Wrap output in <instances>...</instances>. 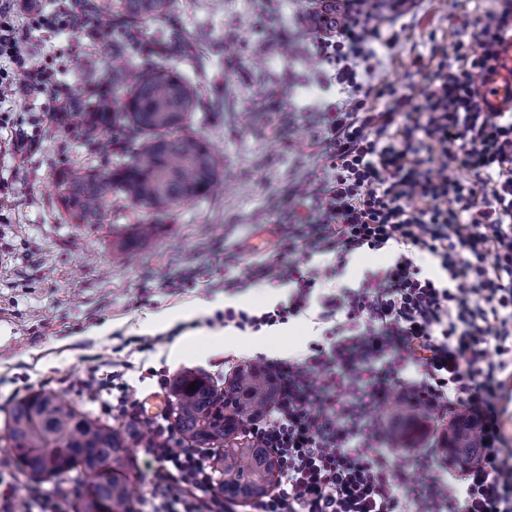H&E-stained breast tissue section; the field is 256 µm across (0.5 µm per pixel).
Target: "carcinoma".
Instances as JSON below:
<instances>
[{"mask_svg": "<svg viewBox=\"0 0 512 512\" xmlns=\"http://www.w3.org/2000/svg\"><path fill=\"white\" fill-rule=\"evenodd\" d=\"M176 0H78L86 18L106 16L112 24L91 31L112 53H126L142 27L169 16ZM200 111L195 86L178 71L154 64L129 81L122 68L75 98L59 130L82 127L87 150L97 163L64 169L58 196L75 224H103L120 196L148 215L141 238L178 207L203 199L223 179L224 169L210 143L186 131ZM196 388H190V385ZM171 427L185 448L214 450V488L228 500L248 501L268 492L275 462L267 449L245 438V426L273 399V385L258 364L234 373L221 389L205 373L185 370L167 392ZM391 416L397 443L411 438L424 411L401 399ZM141 437L136 422L115 427L56 393L33 391L16 400L8 415L7 440L15 467L33 482H50L75 471L80 494L64 512H134L131 446ZM448 460L462 464L479 449L477 426L458 416L441 439Z\"/></svg>", "mask_w": 512, "mask_h": 512, "instance_id": "carcinoma-1", "label": "carcinoma"}]
</instances>
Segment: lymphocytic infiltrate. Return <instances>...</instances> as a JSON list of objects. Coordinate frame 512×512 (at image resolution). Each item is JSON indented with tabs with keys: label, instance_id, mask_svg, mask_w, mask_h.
<instances>
[{
	"label": "lymphocytic infiltrate",
	"instance_id": "obj_1",
	"mask_svg": "<svg viewBox=\"0 0 512 512\" xmlns=\"http://www.w3.org/2000/svg\"><path fill=\"white\" fill-rule=\"evenodd\" d=\"M375 0H338L336 23L316 36L315 55L331 66L344 99L324 106L314 145L324 175L284 198L272 218L269 260L248 278L225 276L237 294L289 286L268 310L232 307L217 319L259 332L315 311L320 340L294 357L266 359L275 399L246 428L275 462L269 492L251 512H512V455L502 427L512 402V112L483 111L477 79L500 66L512 36V0L475 18L459 42L458 67L440 58L410 92L372 77L381 50L393 49L375 24ZM44 31L85 21L69 8L0 0V76L24 70L20 92L47 94L34 126L56 124L65 95L52 92L42 64L15 53L16 21ZM385 100L378 111L376 100ZM471 180L448 176L452 167ZM389 253L356 286L340 284L349 259ZM303 261H296V254ZM437 262L424 272L417 259ZM318 255L331 256L316 265ZM124 369L89 373L81 386L113 420L136 417ZM444 421L467 411L481 439L479 459L454 474L428 448L397 461L376 410L395 396ZM143 449L149 491L137 512H237L213 490L212 449L183 448L167 418L153 420ZM63 493L32 489L17 499L0 489V512H61Z\"/></svg>",
	"mask_w": 512,
	"mask_h": 512
}]
</instances>
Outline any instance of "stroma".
<instances>
[{
	"label": "stroma",
	"mask_w": 512,
	"mask_h": 512,
	"mask_svg": "<svg viewBox=\"0 0 512 512\" xmlns=\"http://www.w3.org/2000/svg\"><path fill=\"white\" fill-rule=\"evenodd\" d=\"M306 0H177L172 17L143 29L124 60L130 70L156 62L177 69L196 86L202 105L190 132L209 141L224 168L221 187L178 208L141 241L143 219L123 198L112 200L105 224L68 220L56 186L58 172L87 166L78 131L49 127L35 149L16 155L0 137V186L8 199L0 209V466L12 467L6 447L7 413L14 401L46 388L79 410L96 411L79 386L89 367L111 372L122 339L146 337L157 345L146 366L168 375L205 371L223 385L230 368L257 351L246 333L215 320L230 304L261 309L288 295L287 288L257 287L228 299L223 289L198 285L181 293L167 282L241 257L234 274L246 277L271 247L270 220L286 193L315 184L322 171L311 148L314 110L337 100V88L312 50L319 32ZM498 0H406L401 13L379 6L384 35H397L376 78L400 91L423 81L418 62L459 60L455 45L468 40L465 21L495 10ZM18 51L49 64L61 90L80 95L91 80L107 79L115 60L86 31L55 36L22 29ZM197 323L196 345L174 354L167 324L175 315ZM153 328H143L147 318ZM311 316L265 329L271 355L298 354L317 338ZM223 334L224 348L207 340Z\"/></svg>",
	"instance_id": "obj_1"
}]
</instances>
